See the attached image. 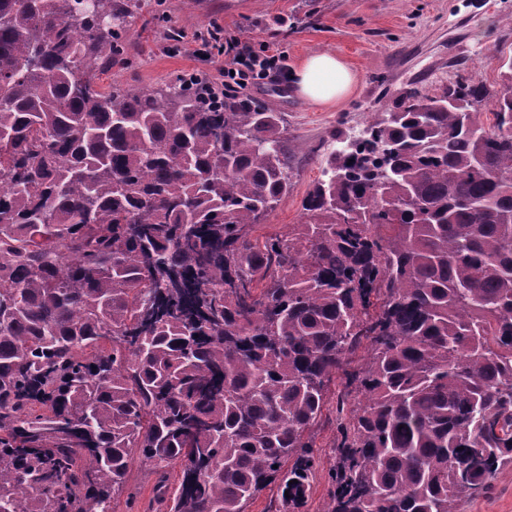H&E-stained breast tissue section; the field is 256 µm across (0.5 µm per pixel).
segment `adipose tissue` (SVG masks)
I'll return each mask as SVG.
<instances>
[{
    "instance_id": "1",
    "label": "adipose tissue",
    "mask_w": 512,
    "mask_h": 512,
    "mask_svg": "<svg viewBox=\"0 0 512 512\" xmlns=\"http://www.w3.org/2000/svg\"><path fill=\"white\" fill-rule=\"evenodd\" d=\"M357 80L356 73L330 53L307 56L292 75L296 95L321 106L344 101L351 94Z\"/></svg>"
}]
</instances>
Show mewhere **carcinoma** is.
I'll return each mask as SVG.
<instances>
[{
	"label": "carcinoma",
	"instance_id": "cac0c4a2",
	"mask_svg": "<svg viewBox=\"0 0 512 512\" xmlns=\"http://www.w3.org/2000/svg\"><path fill=\"white\" fill-rule=\"evenodd\" d=\"M134 0H0V512H458L512 464V55L337 135L305 221L284 113L105 89ZM368 355L349 368L362 340ZM181 463L169 492L166 468ZM323 418L317 426V448L324 462V469H320L313 480L307 500L298 508H286L276 510L279 506L277 484H272L261 491L250 503L247 512H322L324 503L328 494L327 469L334 462V453L332 446L333 426L328 423V419L333 414L324 411ZM129 482L139 491V500L135 512H154V486L156 475L149 463L135 458L129 472Z\"/></svg>",
	"mask_w": 512,
	"mask_h": 512
}]
</instances>
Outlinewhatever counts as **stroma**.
Segmentation results:
<instances>
[{"mask_svg":"<svg viewBox=\"0 0 512 512\" xmlns=\"http://www.w3.org/2000/svg\"><path fill=\"white\" fill-rule=\"evenodd\" d=\"M215 22L242 40L286 51L289 68L326 51L360 76L333 107L305 102L287 79L245 89V97L284 113L294 163L292 189L259 226L262 234L302 222V199L320 178L335 134L387 111L408 87L435 96L460 74L497 87L496 55L512 54V0H138L125 23V61L103 71L102 85L155 90L192 69L218 73L223 57L204 61L191 54L192 35ZM317 445L325 467L294 512H322L327 499L326 467L334 462L328 421L317 426ZM459 512H512V470L504 469L493 491L462 502Z\"/></svg>","mask_w":512,"mask_h":512,"instance_id":"stroma-1","label":"stroma"}]
</instances>
